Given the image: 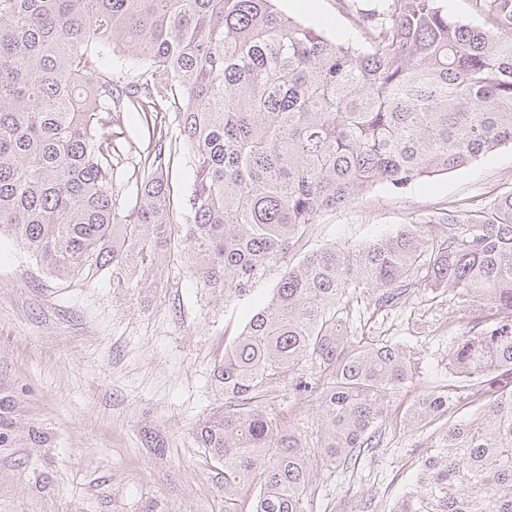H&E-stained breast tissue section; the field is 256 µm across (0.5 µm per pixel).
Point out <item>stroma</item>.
I'll use <instances>...</instances> for the list:
<instances>
[{"label": "stroma", "instance_id": "35a3bbf8", "mask_svg": "<svg viewBox=\"0 0 512 512\" xmlns=\"http://www.w3.org/2000/svg\"><path fill=\"white\" fill-rule=\"evenodd\" d=\"M372 0H277L276 6L333 39L357 41L352 16ZM119 161L114 189L128 207L141 157L153 147L143 113L112 115ZM194 181L188 151L169 172L174 221L190 223ZM512 188V145L467 167L395 192L373 187L349 206L322 213L308 245H361L401 224L437 234L452 205L481 208ZM269 274L238 296L197 288L169 266L152 288L114 285L111 272L48 275L10 237L0 238V512H224V472L199 448V423L224 401L214 362L224 342L269 300ZM493 309L458 290L415 292L381 324L414 353L412 399L432 382L451 383L450 338ZM423 454L388 422L385 444L355 469L319 474L316 512H389Z\"/></svg>", "mask_w": 512, "mask_h": 512}]
</instances>
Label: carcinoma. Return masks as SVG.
Wrapping results in <instances>:
<instances>
[{"instance_id":"carcinoma-1","label":"carcinoma","mask_w":512,"mask_h":512,"mask_svg":"<svg viewBox=\"0 0 512 512\" xmlns=\"http://www.w3.org/2000/svg\"><path fill=\"white\" fill-rule=\"evenodd\" d=\"M440 2L358 12L362 49L274 0H0V237L56 277L110 269L120 282L177 262L197 287L240 295L279 271L215 362L224 406L196 432L224 469V512H243V496L252 512H312L320 472L381 447L411 355L356 336L349 304L370 292L375 315L448 286L496 316L454 337L456 379L406 407L429 453L391 512H512V189L479 210L448 207L435 237L405 224L308 249L322 212L512 143V0H473L481 26ZM103 48L133 53L150 77L118 85ZM128 109L160 121L122 211L112 113ZM183 148L192 222L175 224L166 171ZM283 383L315 400L316 430L272 407ZM466 405L473 417L454 420Z\"/></svg>"}]
</instances>
